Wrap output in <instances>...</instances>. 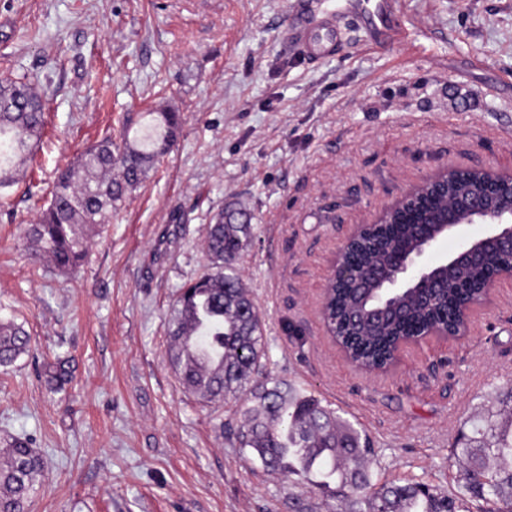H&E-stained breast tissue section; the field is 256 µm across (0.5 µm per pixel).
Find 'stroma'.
Returning a JSON list of instances; mask_svg holds the SVG:
<instances>
[{
  "mask_svg": "<svg viewBox=\"0 0 512 512\" xmlns=\"http://www.w3.org/2000/svg\"><path fill=\"white\" fill-rule=\"evenodd\" d=\"M292 0H0V77L27 76L42 139L0 190V318L28 353L0 367V446L43 459L30 512H294L292 486L248 461L238 405L180 383L168 320L208 266L205 228L250 215L243 282L265 313L266 371L358 423L375 473L456 490L453 448L512 386V279L467 335L429 336L367 373L320 301L338 248L444 166L512 172V0H403V39L312 61L281 33ZM174 145L63 275L28 235L59 170L151 112ZM71 380L51 390L46 362Z\"/></svg>",
  "mask_w": 512,
  "mask_h": 512,
  "instance_id": "stroma-1",
  "label": "stroma"
}]
</instances>
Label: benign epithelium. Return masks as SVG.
I'll use <instances>...</instances> for the list:
<instances>
[{
  "label": "benign epithelium",
  "instance_id": "1",
  "mask_svg": "<svg viewBox=\"0 0 512 512\" xmlns=\"http://www.w3.org/2000/svg\"><path fill=\"white\" fill-rule=\"evenodd\" d=\"M460 172L458 168H443L417 187L404 193L376 222L358 224L336 252L331 276L323 290L322 303H327L331 289L339 283L357 280L356 269L346 262L345 255L351 243L372 229H387L394 225L391 215H404L422 204V198L431 194L445 195L448 209L442 212L437 224H415L417 245L397 254L390 272L383 282H362L359 288L375 294L377 301L389 305L401 296H412L425 304L434 289L444 287L443 272L458 268H480L484 279L479 292L465 297L458 305L459 320L453 328L443 326L429 332L431 336H464L468 332L470 314L489 302L497 283L512 278V208L504 209L501 202L512 199V172L496 173L484 170L478 182L463 192H448V179ZM480 225L477 235L467 234V228ZM460 237L457 249L434 265L421 262L424 254L443 238Z\"/></svg>",
  "mask_w": 512,
  "mask_h": 512
}]
</instances>
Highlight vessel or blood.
<instances>
[{
    "label": "vessel or blood",
    "mask_w": 512,
    "mask_h": 512,
    "mask_svg": "<svg viewBox=\"0 0 512 512\" xmlns=\"http://www.w3.org/2000/svg\"><path fill=\"white\" fill-rule=\"evenodd\" d=\"M398 7L397 0H340L334 9L327 8L323 0H297L294 24L285 38L318 61L343 43L342 20L346 17L364 18L366 33L372 41L396 39Z\"/></svg>",
    "instance_id": "obj_1"
}]
</instances>
